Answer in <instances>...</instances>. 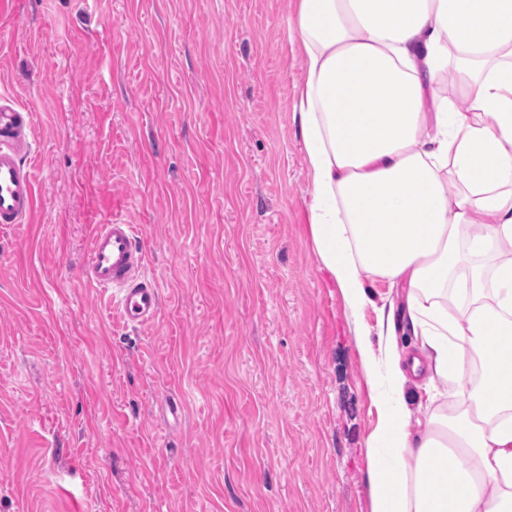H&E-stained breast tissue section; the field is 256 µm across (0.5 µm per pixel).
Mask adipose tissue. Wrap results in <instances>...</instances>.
<instances>
[{
  "mask_svg": "<svg viewBox=\"0 0 512 512\" xmlns=\"http://www.w3.org/2000/svg\"><path fill=\"white\" fill-rule=\"evenodd\" d=\"M292 32L316 252L351 311L406 294L358 339L371 512H512V0H298ZM419 378L455 403L413 416ZM368 285L376 307H381L384 304L388 305L390 301H393L398 309H402L405 306V294L401 289H391L388 283L381 279L373 280L370 278Z\"/></svg>",
  "mask_w": 512,
  "mask_h": 512,
  "instance_id": "adipose-tissue-1",
  "label": "adipose tissue"
}]
</instances>
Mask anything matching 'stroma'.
Segmentation results:
<instances>
[{"label": "stroma", "instance_id": "stroma-1", "mask_svg": "<svg viewBox=\"0 0 512 512\" xmlns=\"http://www.w3.org/2000/svg\"><path fill=\"white\" fill-rule=\"evenodd\" d=\"M294 0H8L0 96L33 114L37 206L0 226V512H370L376 424L314 251ZM132 224L157 320L81 279ZM181 406L170 413L166 396Z\"/></svg>", "mask_w": 512, "mask_h": 512}]
</instances>
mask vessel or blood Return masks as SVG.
<instances>
[{
  "mask_svg": "<svg viewBox=\"0 0 512 512\" xmlns=\"http://www.w3.org/2000/svg\"><path fill=\"white\" fill-rule=\"evenodd\" d=\"M33 114L0 97V225L21 224L35 207V185L24 159L32 146ZM82 279L111 292L125 324H152L161 311L157 281L145 271V255L131 224H101L94 231Z\"/></svg>",
  "mask_w": 512,
  "mask_h": 512,
  "instance_id": "obj_1",
  "label": "vessel or blood"
}]
</instances>
